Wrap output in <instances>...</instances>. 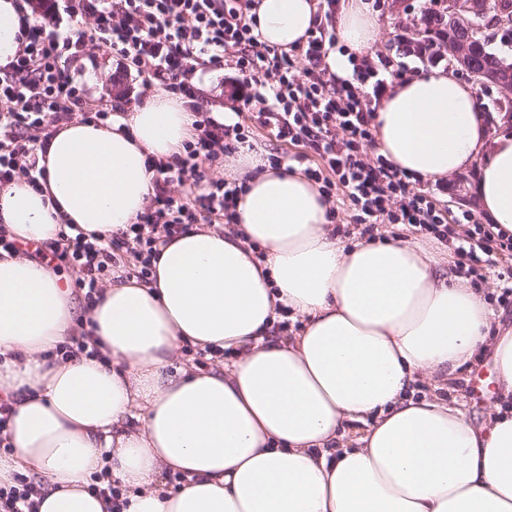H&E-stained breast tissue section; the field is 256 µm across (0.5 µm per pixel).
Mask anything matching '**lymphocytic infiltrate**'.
I'll list each match as a JSON object with an SVG mask.
<instances>
[{
  "instance_id": "1",
  "label": "lymphocytic infiltrate",
  "mask_w": 512,
  "mask_h": 512,
  "mask_svg": "<svg viewBox=\"0 0 512 512\" xmlns=\"http://www.w3.org/2000/svg\"><path fill=\"white\" fill-rule=\"evenodd\" d=\"M250 0H17L20 12H40L14 60L0 67V187L23 177L37 183L39 149L75 114L110 126L121 104L86 106V90L65 65L87 50L112 51L141 79L143 96L155 89L186 99L195 112V134L172 160L154 163L145 211L121 236L91 241L65 237L60 254L78 273L87 300L102 291L105 273L130 266L145 280L161 238L185 225L232 217L238 187L207 178L206 168L231 156L249 138L250 125L268 129L276 141L305 145L318 165L306 168L327 203L354 210L356 223L373 228L380 219L414 228L447 244L455 232L448 212L427 192L414 190L412 175L385 159L368 160L374 139L372 102L384 86L378 69L354 65L352 76L328 74L322 62L336 37L318 26L298 53L257 43L244 17ZM227 66L240 85L244 106L259 103L249 123L227 124L201 111L194 77L198 69ZM303 78H296V71ZM191 182L196 195L173 192V182ZM455 254L460 272L480 281L493 255L512 254V236L477 224Z\"/></svg>"
}]
</instances>
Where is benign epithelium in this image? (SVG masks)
I'll return each mask as SVG.
<instances>
[{"instance_id": "7a95c632", "label": "benign epithelium", "mask_w": 512, "mask_h": 512, "mask_svg": "<svg viewBox=\"0 0 512 512\" xmlns=\"http://www.w3.org/2000/svg\"><path fill=\"white\" fill-rule=\"evenodd\" d=\"M448 14L454 26L467 32V38L440 43L438 54L448 58V66L456 71L468 67V59L476 46L492 37L491 31L500 25L486 20L489 13L488 0H447ZM473 81L481 86L496 83L500 93L512 95V70L505 74L488 73L484 70L472 71Z\"/></svg>"}]
</instances>
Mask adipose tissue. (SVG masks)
<instances>
[{
	"mask_svg": "<svg viewBox=\"0 0 512 512\" xmlns=\"http://www.w3.org/2000/svg\"><path fill=\"white\" fill-rule=\"evenodd\" d=\"M258 41L284 50L329 21L344 76L371 61V0H254ZM180 98L155 93L111 127L59 130L41 190L0 189V225L56 246L104 240L149 201L147 157L182 152L195 129ZM379 155L415 177L477 168L482 212L512 235V135L488 137L474 88L441 70L394 83L374 114ZM245 191L231 224L187 225L159 245L143 281L118 269L76 309L51 266L0 250V390L13 407L0 484L40 485L39 512H113L89 482L125 488L120 512H512V327L492 326L479 289L420 243L343 242L300 167L240 147L227 167ZM300 322L294 335L274 326ZM92 332L100 357L56 350ZM231 363L177 365L182 346ZM491 348L498 398L474 425L449 395L456 372ZM427 381L429 392L415 398ZM184 482L166 487V472Z\"/></svg>",
	"mask_w": 512,
	"mask_h": 512,
	"instance_id": "obj_1",
	"label": "adipose tissue"
}]
</instances>
